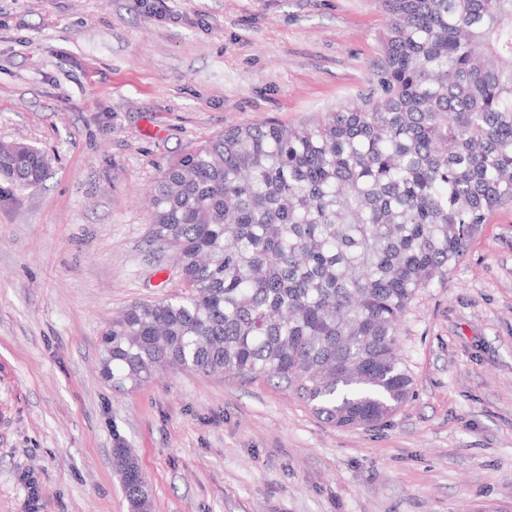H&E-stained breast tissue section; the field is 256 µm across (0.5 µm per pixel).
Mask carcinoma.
Instances as JSON below:
<instances>
[{
    "label": "carcinoma",
    "mask_w": 512,
    "mask_h": 512,
    "mask_svg": "<svg viewBox=\"0 0 512 512\" xmlns=\"http://www.w3.org/2000/svg\"><path fill=\"white\" fill-rule=\"evenodd\" d=\"M377 86L297 126H230L161 175L152 241L185 291L127 308L99 345L123 391L156 369L265 376L337 426H376L412 378L399 328L495 210L512 205V0H381ZM49 159L0 143V175ZM130 512H151L137 455L112 449Z\"/></svg>",
    "instance_id": "cac0c4a2"
}]
</instances>
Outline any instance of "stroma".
<instances>
[{
	"label": "stroma",
	"mask_w": 512,
	"mask_h": 512,
	"mask_svg": "<svg viewBox=\"0 0 512 512\" xmlns=\"http://www.w3.org/2000/svg\"><path fill=\"white\" fill-rule=\"evenodd\" d=\"M0 0V141L50 160L0 176V512H129L132 448L152 512H512V207L399 332L411 392L342 428L266 377L167 369L117 393L113 317L180 293L149 196L235 124L358 104L388 16L377 0ZM49 165L48 157L31 145L0 143V175L19 188L40 183L46 177ZM113 470L119 476L131 512H150L151 490L137 455L123 445L112 450Z\"/></svg>",
	"instance_id": "stroma-1"
}]
</instances>
